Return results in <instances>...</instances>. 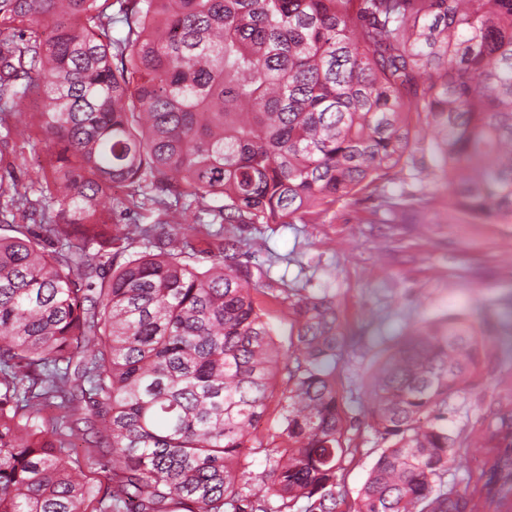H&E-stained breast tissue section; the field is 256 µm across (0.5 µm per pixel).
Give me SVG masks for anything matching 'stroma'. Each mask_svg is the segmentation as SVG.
<instances>
[{
    "mask_svg": "<svg viewBox=\"0 0 512 512\" xmlns=\"http://www.w3.org/2000/svg\"><path fill=\"white\" fill-rule=\"evenodd\" d=\"M423 204L406 223L383 224L362 195L341 198L314 224H234L257 299L289 348L291 312L272 302L271 288L328 294L344 324L348 348L340 358L337 389L346 419L348 453L339 487L353 503L381 445L366 416L364 384L382 351L425 319L466 312L498 323L512 315V224L480 222L449 207L438 183L421 188ZM485 384L448 408V425L463 439L445 484L480 498L479 473L488 460L478 445L500 408L512 407V335L492 339Z\"/></svg>",
    "mask_w": 512,
    "mask_h": 512,
    "instance_id": "35a3bbf8",
    "label": "stroma"
}]
</instances>
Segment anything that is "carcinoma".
<instances>
[{
    "label": "carcinoma",
    "mask_w": 512,
    "mask_h": 512,
    "mask_svg": "<svg viewBox=\"0 0 512 512\" xmlns=\"http://www.w3.org/2000/svg\"><path fill=\"white\" fill-rule=\"evenodd\" d=\"M2 29L0 512H336L346 338L325 293L273 295L293 351L264 493L245 492L278 349L224 225L314 223L364 190L396 224L419 196L388 188L428 179L511 224L512 0H0ZM25 99L56 155L28 184ZM116 184L157 222L112 223ZM202 232L222 240L203 269ZM489 336L458 313L383 351L367 414L384 449L353 512H474L436 479ZM485 447L490 508L512 493V410ZM105 463L103 492L87 471Z\"/></svg>",
    "instance_id": "carcinoma-1"
}]
</instances>
